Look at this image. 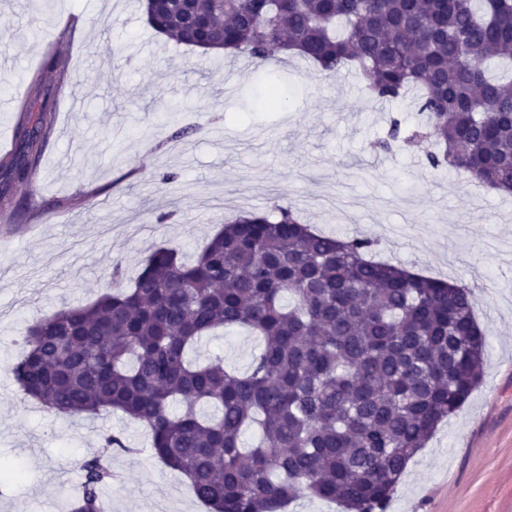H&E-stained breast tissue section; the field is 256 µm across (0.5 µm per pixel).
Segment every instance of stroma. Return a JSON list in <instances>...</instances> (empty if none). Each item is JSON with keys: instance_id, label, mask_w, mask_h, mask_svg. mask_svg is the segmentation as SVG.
I'll list each match as a JSON object with an SVG mask.
<instances>
[{"instance_id": "1", "label": "stroma", "mask_w": 512, "mask_h": 512, "mask_svg": "<svg viewBox=\"0 0 512 512\" xmlns=\"http://www.w3.org/2000/svg\"><path fill=\"white\" fill-rule=\"evenodd\" d=\"M64 68L42 72L47 58ZM43 76L56 96L32 183L0 205V512H65L80 462L120 432L126 473L106 512H206L183 478L151 455L147 428L121 413L56 416L25 399L12 368L32 320L97 299L114 262L133 278L158 246L193 259L241 210L273 201L318 231L367 236L379 258L470 283L489 339L481 386L410 461L387 512H512V194L471 203L462 175L417 147L380 150L391 119L418 120L414 98L381 103L354 74L326 76L291 57L261 69L179 45L145 23L138 0H0V156L14 147L17 88ZM282 105L267 106L268 85ZM200 130L179 141L172 133ZM176 174L164 185L163 174ZM262 344L224 330L199 346L245 372Z\"/></svg>"}]
</instances>
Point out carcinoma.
<instances>
[{
    "mask_svg": "<svg viewBox=\"0 0 512 512\" xmlns=\"http://www.w3.org/2000/svg\"><path fill=\"white\" fill-rule=\"evenodd\" d=\"M146 24L178 44L256 65L286 50L371 97L416 96L412 134L434 169L512 192V0H145ZM33 79L10 184L31 183L54 119ZM376 242L313 233L289 206L241 212L191 261L155 248L132 284L28 325L13 368L22 394L58 416L120 412L151 431L152 455L210 512H286L301 496L341 512H387L409 462L482 380L487 348L468 286L371 257ZM263 338L247 372L190 358L218 329ZM255 428L258 445L244 432ZM112 452L132 451L120 433ZM68 512H103L109 456L82 464Z\"/></svg>",
    "mask_w": 512,
    "mask_h": 512,
    "instance_id": "1",
    "label": "carcinoma"
}]
</instances>
